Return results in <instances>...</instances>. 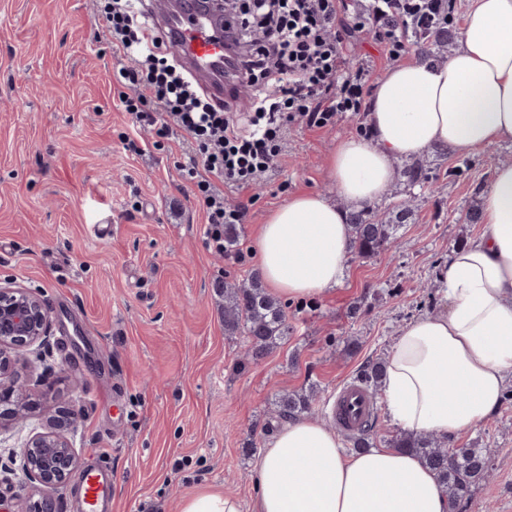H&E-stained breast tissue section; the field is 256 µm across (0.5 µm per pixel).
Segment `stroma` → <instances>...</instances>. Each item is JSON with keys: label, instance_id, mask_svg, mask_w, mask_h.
<instances>
[{"label": "stroma", "instance_id": "obj_1", "mask_svg": "<svg viewBox=\"0 0 512 512\" xmlns=\"http://www.w3.org/2000/svg\"><path fill=\"white\" fill-rule=\"evenodd\" d=\"M99 10L98 0H0V279L38 290L54 316L45 352L16 372L51 392L26 423L0 431V449L22 448L57 407L77 402L71 440L82 468L104 461L115 472L112 512H180L205 488L249 512L276 398L314 395L312 420L332 426L337 388L385 360L410 320L443 309L438 267L481 233L467 216L493 168L512 164V144L425 152L432 183L388 248L351 255L327 296L286 303L288 335L249 364L244 336L224 331L215 284L247 281L255 258L208 248L180 171L184 145L122 112ZM363 123L350 114L331 128L291 129L267 181L226 194L247 208L241 241L252 244L295 193L335 196L330 154ZM97 224L111 236L97 238ZM449 445L491 452L458 512H512V375L497 414Z\"/></svg>", "mask_w": 512, "mask_h": 512}]
</instances>
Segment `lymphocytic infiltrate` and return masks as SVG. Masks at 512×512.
I'll list each match as a JSON object with an SVG mask.
<instances>
[{
  "instance_id": "obj_1",
  "label": "lymphocytic infiltrate",
  "mask_w": 512,
  "mask_h": 512,
  "mask_svg": "<svg viewBox=\"0 0 512 512\" xmlns=\"http://www.w3.org/2000/svg\"><path fill=\"white\" fill-rule=\"evenodd\" d=\"M447 0H245L224 8L248 90V111L217 106L160 50L164 44L135 0H109L101 20L121 65L119 97L133 124L155 125L181 138L189 157L181 170L205 213L204 235L217 254L226 250L224 227L243 223L245 205H230L225 190L254 188L278 166L284 141L295 127L337 125L362 111L373 68L350 57L353 34L375 26V39L390 61L411 48L408 26L447 9Z\"/></svg>"
}]
</instances>
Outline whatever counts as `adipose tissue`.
<instances>
[{"label": "adipose tissue", "instance_id": "ef3b65f1", "mask_svg": "<svg viewBox=\"0 0 512 512\" xmlns=\"http://www.w3.org/2000/svg\"><path fill=\"white\" fill-rule=\"evenodd\" d=\"M370 138L340 140L328 176L344 200L292 196L255 237L256 267L284 300L319 297L351 252L348 211L371 206L395 181L394 160L440 146L475 154L512 142V0H470L458 47L445 60L414 55L376 83ZM481 234L451 249L440 272L445 312L415 318L390 348L383 391L402 429L455 438L498 411L512 372V164L481 195ZM336 432L290 419L255 465L252 512H452L434 473L409 452L344 457Z\"/></svg>", "mask_w": 512, "mask_h": 512}]
</instances>
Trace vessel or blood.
I'll use <instances>...</instances> for the list:
<instances>
[{"mask_svg": "<svg viewBox=\"0 0 512 512\" xmlns=\"http://www.w3.org/2000/svg\"><path fill=\"white\" fill-rule=\"evenodd\" d=\"M161 27L169 34L173 53L214 99L221 102L241 95L239 83L224 79V39L216 31L207 11L198 8L193 0H188L184 9L165 14ZM374 410L371 394L353 380L338 391L331 413L341 430L355 432L362 428ZM115 481V475L107 467L87 470L81 478L82 512H106Z\"/></svg>", "mask_w": 512, "mask_h": 512, "instance_id": "1", "label": "vessel or blood"}]
</instances>
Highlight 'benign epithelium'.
<instances>
[{
	"label": "benign epithelium",
	"instance_id": "1",
	"mask_svg": "<svg viewBox=\"0 0 512 512\" xmlns=\"http://www.w3.org/2000/svg\"><path fill=\"white\" fill-rule=\"evenodd\" d=\"M53 317L36 291L11 279H0V426L27 420L31 391L15 378L20 356L42 346ZM81 421V408L61 407L50 420L51 431L34 435L20 450L23 470L36 489H58L79 474V458L67 433ZM0 512H56L54 500L43 502L0 497Z\"/></svg>",
	"mask_w": 512,
	"mask_h": 512
}]
</instances>
